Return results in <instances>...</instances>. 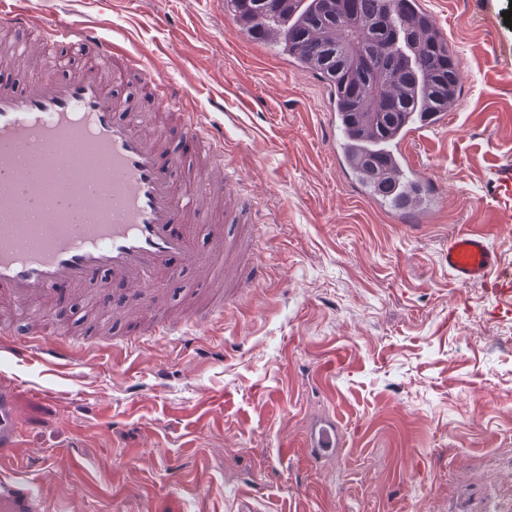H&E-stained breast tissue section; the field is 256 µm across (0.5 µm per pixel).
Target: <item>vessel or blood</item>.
Returning a JSON list of instances; mask_svg holds the SVG:
<instances>
[{"instance_id":"obj_1","label":"vessel or blood","mask_w":512,"mask_h":512,"mask_svg":"<svg viewBox=\"0 0 512 512\" xmlns=\"http://www.w3.org/2000/svg\"><path fill=\"white\" fill-rule=\"evenodd\" d=\"M0 27L21 35L1 47L0 55H38L39 45L23 37L38 28L83 59L65 75L51 71L20 86L0 80V310L6 312L0 319V350L21 361L46 355L70 360L74 346L59 338L51 316L30 323L8 313L47 306L61 290L81 291L95 274L102 280L93 301L118 320L127 308L111 297L112 287L137 296L146 310L158 311L182 267L205 273L211 302L203 320L223 315L225 270L237 252L235 234L251 221L250 203L228 173L223 135L206 129L196 113L183 112L181 88L93 26L53 22L35 11L34 0H0ZM133 68L151 92L148 105L159 124L152 132L131 113L128 100L110 90L111 82ZM445 119L442 112L409 116L403 142L418 139ZM76 129L84 132L89 153L106 162L112 178L89 187L85 207L63 217L36 187L52 178L59 190L70 188V173L47 170L45 149ZM179 139L194 142V152L177 151ZM183 170L190 184L179 192L174 175ZM440 198L434 183L421 192L408 191L399 209L415 215L423 212L425 200ZM176 224L206 225L208 247L200 248L191 231L173 233ZM495 266L486 236L460 233L449 239L448 270L458 282L488 281L497 292L512 291L511 280L493 278ZM265 272L257 251L238 269L253 286L264 281ZM185 334L180 322H157L148 336L113 337L112 348L136 349L150 338ZM14 391L13 383H0V460L16 457L24 437ZM310 447L319 456L335 452V428L318 426ZM0 512L49 510L33 483L19 475L0 477Z\"/></svg>"}]
</instances>
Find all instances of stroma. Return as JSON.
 <instances>
[{"mask_svg": "<svg viewBox=\"0 0 512 512\" xmlns=\"http://www.w3.org/2000/svg\"><path fill=\"white\" fill-rule=\"evenodd\" d=\"M461 61L446 127L406 150L444 198L402 224L343 169L323 81L251 41L224 0H43L159 58L224 132L270 269L190 342L112 353L88 298H53L66 365L0 354L24 426L1 468L51 512H512V295L448 272V239L488 236L512 276V0H421ZM338 448L309 455L316 422Z\"/></svg>", "mask_w": 512, "mask_h": 512, "instance_id": "obj_1", "label": "stroma"}]
</instances>
